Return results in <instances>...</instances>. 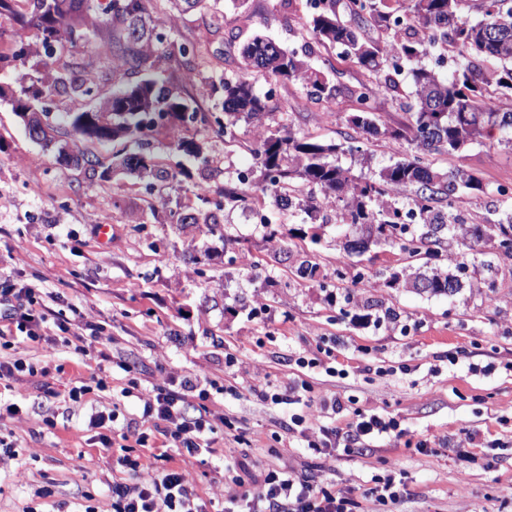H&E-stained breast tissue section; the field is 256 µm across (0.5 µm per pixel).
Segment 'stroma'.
Here are the masks:
<instances>
[{"instance_id": "1", "label": "stroma", "mask_w": 512, "mask_h": 512, "mask_svg": "<svg viewBox=\"0 0 512 512\" xmlns=\"http://www.w3.org/2000/svg\"><path fill=\"white\" fill-rule=\"evenodd\" d=\"M306 0H249L247 8L224 10V29L237 42L214 37L205 45L214 72H238V46L260 34L284 47L300 44ZM107 25L89 28L63 50L60 65L91 73L95 97L61 95L51 102L50 120L61 142L73 135L67 112L94 107L110 97L118 76L107 45ZM314 63L333 81L353 85L364 72L340 49L319 45ZM271 92L273 112L291 115L296 130L324 142H340L345 117L356 102L345 95L308 100L295 83L258 79ZM187 136L208 141L215 167L188 163L182 200L195 204L197 184L211 169L235 172L249 166L256 140L252 125L239 123L235 142L225 145L200 124ZM443 171L462 168L481 179L486 193L466 197L462 210L475 220L497 219L496 187L512 185V148L470 145L436 156ZM140 182L129 177L101 180L84 168L59 161L25 133L9 101L0 100V268L6 283H26L61 304L78 306L103 327L99 343L110 355L105 369L114 389L136 378L140 387L190 375L224 385L210 409L222 412L215 454L228 465H244L261 476L292 471L313 484L352 493L358 512H512V259L493 260L496 285L457 242L435 268L454 271L466 262L463 286L454 296H427L409 288H388L389 271L402 268L399 251L374 246L346 256L340 228L321 229L315 280L294 276L295 260L281 261L264 242L261 227L241 212L227 229L236 243L218 237L147 224ZM111 227L108 240L99 225ZM346 287L350 302L329 292ZM89 337L61 333L46 324L41 341L21 345L16 357L33 362L37 374H21L5 390L23 410L0 423L13 441L16 458L0 457V512H109L108 486L119 449L100 447L87 426L92 411L111 407V392L69 401L75 380L88 376L77 344ZM264 392L253 389L256 379ZM306 380L313 405L339 402L321 414L320 426L347 432L357 414L394 418L404 438H363L328 455L313 453V434L294 428L298 405H276L269 396L294 380ZM54 411L58 426L43 418ZM243 435L246 445L235 443ZM426 450H416L418 442ZM189 488L214 508L238 492L212 472L209 463L189 459L183 466ZM403 481L395 502L368 496L376 479Z\"/></svg>"}]
</instances>
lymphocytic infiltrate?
I'll return each mask as SVG.
<instances>
[{
    "label": "lymphocytic infiltrate",
    "instance_id": "1",
    "mask_svg": "<svg viewBox=\"0 0 512 512\" xmlns=\"http://www.w3.org/2000/svg\"><path fill=\"white\" fill-rule=\"evenodd\" d=\"M0 321L14 328L10 340L0 345L5 349L0 355V383L10 382L22 372H37L34 363L9 356V349L40 341L47 322H54L63 331L69 325L65 313L56 311L34 288L25 285L0 291ZM195 397L200 400L196 406L191 403ZM207 397L206 391L195 390L183 376L166 388L143 389L140 419L123 428L115 426L117 410L91 414L88 426L96 430L102 447H112L119 441L124 444V453L118 460L124 474L113 478L109 486L112 512H209L207 502L186 485L170 455L174 449L184 457L208 452L215 428L210 421L212 411L205 404ZM146 422L161 427L169 450L160 454L155 478L142 483L137 474L146 450L154 445L150 434L140 429ZM222 476L242 489L240 497L230 499L225 512H236L241 504L247 512H352L355 505L353 499L315 486L307 477L290 471H269L251 486L233 469L223 468Z\"/></svg>",
    "mask_w": 512,
    "mask_h": 512
}]
</instances>
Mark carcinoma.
<instances>
[{
    "mask_svg": "<svg viewBox=\"0 0 512 512\" xmlns=\"http://www.w3.org/2000/svg\"><path fill=\"white\" fill-rule=\"evenodd\" d=\"M167 2L180 15L208 12L215 30L224 27V11L217 8L220 0ZM322 2L303 23L306 36L300 46L284 48L255 36L240 47L238 73L204 79L209 96L216 98L211 114L216 134L234 138L232 128L241 120L257 129L249 180L228 175L213 188L197 186L199 205L182 203L181 179L160 163L154 152V134L163 132L169 148L205 163L203 143L185 136V128L189 120L205 122L207 118L199 115L193 95L176 93L151 78L120 87L92 110L70 117L73 131L84 140L126 138L136 144V150L101 168L100 179L109 180L117 173L135 175L145 181L151 195L158 186L167 185L171 194L160 198V205H149L153 219H159L162 212L166 223L192 224L206 234L220 235L226 244L233 238L224 233L222 212L253 214L261 210L259 197L266 196L278 210L313 229L309 236H298L296 229L266 217L262 224L266 240L285 253L288 240L296 236L318 243L315 229L325 224L359 230V236L345 244L349 253L360 255L373 245L388 246L412 260L440 259L450 236L472 255L511 241L512 196L498 189L502 195L498 220L477 223L457 208L456 201L462 194L485 192L481 180L465 170L443 172L432 157L494 136L512 147V0H472V8L481 14L476 22L461 15L466 0ZM99 10L112 24L116 69L133 76L151 68L155 45L168 37L155 16L154 0H107L104 4L101 0H0V15L13 18L19 43L12 55L0 54V65L14 69L17 85L9 96L0 88V99H9L16 113L34 109L47 116L46 103L56 95H91L94 87L86 75L57 64L66 43L98 24ZM32 28L37 31L35 49L25 42L26 31ZM495 28L508 32L507 42L486 38L487 30ZM326 42L342 47L369 74L370 83L341 86L312 67L309 59L314 45ZM450 47L455 61L445 79L424 60L431 56L439 64ZM31 56L39 57L34 75L26 66ZM167 59L177 68L206 64L194 38L173 44ZM404 72L411 77L413 96L402 104L404 120L396 127L387 126L373 112L370 100L377 96L398 99L399 77ZM257 75L284 85L296 82L312 101L332 100L343 93L353 97L358 109L346 118L349 132L344 142L322 143L300 135L289 123L269 128L268 121L273 119L270 96L257 92ZM490 88L505 105L497 109L485 105L484 91ZM365 135L404 141L410 152L372 170L369 156L357 146ZM340 154L349 155L362 171L342 166L336 159ZM67 163L93 171L100 168L95 155L79 149ZM385 285L448 296L461 283L458 276L437 269L412 277L394 270Z\"/></svg>",
    "mask_w": 512,
    "mask_h": 512,
    "instance_id": "obj_1",
    "label": "carcinoma"
}]
</instances>
